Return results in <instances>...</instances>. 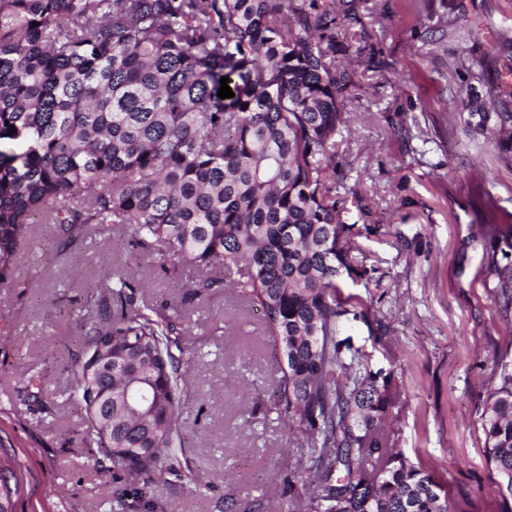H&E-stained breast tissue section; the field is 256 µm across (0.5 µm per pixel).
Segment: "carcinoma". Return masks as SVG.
<instances>
[{"instance_id": "1", "label": "carcinoma", "mask_w": 512, "mask_h": 512, "mask_svg": "<svg viewBox=\"0 0 512 512\" xmlns=\"http://www.w3.org/2000/svg\"><path fill=\"white\" fill-rule=\"evenodd\" d=\"M367 0H0V284L15 280L36 217L65 250L88 225L118 227L198 270L181 305L223 288L263 315L282 350L274 410L307 449L288 492L303 512H458L442 481L396 448L386 422L397 369L344 335L369 302L349 224L357 191L332 149L355 83L345 57ZM228 77L233 98L221 99ZM461 99L466 131L512 168V112ZM15 133H10V129ZM341 188L344 195L336 194ZM486 277L512 323V224H483ZM70 353V397L115 467L162 476L187 388L179 310L135 307L144 287L112 274ZM127 365L107 376L93 356ZM477 408L501 512H512V370ZM112 426H94L98 405Z\"/></svg>"}]
</instances>
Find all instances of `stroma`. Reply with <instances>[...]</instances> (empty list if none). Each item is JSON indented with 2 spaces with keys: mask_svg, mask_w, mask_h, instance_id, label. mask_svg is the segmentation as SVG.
<instances>
[{
  "mask_svg": "<svg viewBox=\"0 0 512 512\" xmlns=\"http://www.w3.org/2000/svg\"><path fill=\"white\" fill-rule=\"evenodd\" d=\"M365 36L378 66L352 65L357 85L350 131L336 159L360 196L354 218L373 227L361 238L380 286L353 285L374 299L388 326L374 343L360 322L353 341L375 366L396 362L399 395L389 428L397 448L442 478L460 512H500L475 408L495 368L512 367V330L484 272L483 222L512 224V168L454 117L469 77L485 57L486 80L512 68V0H374ZM448 18V36L431 29ZM497 200L480 209L476 177ZM31 245L13 284L0 287V469L15 474L13 512H252L287 505L288 476L305 449L288 441L275 413L270 373L276 349L258 313L227 289L185 305L183 357L190 379L176 452L181 476L132 478L100 466L102 448L85 414L68 399L69 352L80 343L87 301L105 295L115 269L143 279L138 306L179 303L193 268L160 262L124 231L92 233L60 250L53 225L30 228Z\"/></svg>",
  "mask_w": 512,
  "mask_h": 512,
  "instance_id": "obj_1",
  "label": "stroma"
}]
</instances>
